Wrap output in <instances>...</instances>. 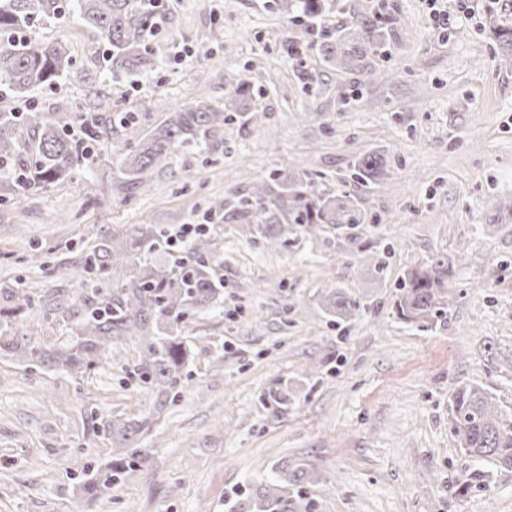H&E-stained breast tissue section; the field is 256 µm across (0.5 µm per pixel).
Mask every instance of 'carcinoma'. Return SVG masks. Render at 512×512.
Returning <instances> with one entry per match:
<instances>
[{
  "label": "carcinoma",
  "mask_w": 512,
  "mask_h": 512,
  "mask_svg": "<svg viewBox=\"0 0 512 512\" xmlns=\"http://www.w3.org/2000/svg\"><path fill=\"white\" fill-rule=\"evenodd\" d=\"M304 37L316 36L336 65L373 80L377 69L372 56L383 48L384 32L376 24L357 23L336 31L325 27L330 0H288ZM76 10L108 47L111 65L137 71L146 65L142 54L157 13L155 0H0V86L14 97L37 86H51L73 66L70 51L59 43L40 44L23 36L38 21L59 19ZM254 119L246 104L234 112L199 101L171 112L128 154L121 167L125 190L149 187L154 169L168 163L173 152L190 143H208L224 135V124L235 116ZM66 117L46 118L32 109L0 112V161L12 175L17 191L28 192L63 183L71 178L80 154V144L68 131ZM35 136L33 150L22 148L24 131ZM389 154L367 152L354 158L352 177L361 185L381 183L388 175ZM239 232L260 240L266 249L288 245L299 233L310 237H345L354 248L360 244L368 216L350 193H329L320 181L305 171L277 169L241 196L228 213ZM168 247L151 224H135L101 239L85 257L82 280L92 284L112 282V291L92 298L80 293L74 301L84 305L78 336L67 344L34 341L17 336L12 325L24 310H33L34 288H0V349L18 360L47 368H65L82 374L94 368L110 352L112 341L124 336L141 337L144 359L140 378L153 387L161 404L171 399L190 364L194 346L175 334V325L188 313L218 304L224 282L216 276L200 247H190L177 263L153 264L144 251ZM455 276V262L439 254L407 269L397 285L393 308L406 324L429 328L433 319L448 309V285ZM321 305L328 316L346 322L357 315L361 301L344 288L323 294ZM264 400L277 411L288 409V388L270 386ZM453 435L465 455L487 458L512 471V413L495 406L490 393L478 385H463L452 395ZM147 419L110 417L100 432L112 441V460L82 483L85 493L95 495L147 462L144 449L135 440ZM272 478L254 481L234 494L230 512H310L305 485L314 482V472L303 462L278 461ZM487 475L466 472L458 481V494L484 486Z\"/></svg>",
  "instance_id": "cac0c4a2"
}]
</instances>
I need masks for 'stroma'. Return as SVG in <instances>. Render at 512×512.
<instances>
[{"mask_svg": "<svg viewBox=\"0 0 512 512\" xmlns=\"http://www.w3.org/2000/svg\"><path fill=\"white\" fill-rule=\"evenodd\" d=\"M473 6L441 33L426 0H336L333 25L377 18L384 28L370 82L301 42L284 0H162L150 61L136 72L110 66L78 13L33 26L30 39L65 44L74 68L0 103L87 115L99 135L66 182L20 199L0 174L1 287L69 299L113 227L203 223L213 200L235 201L283 166L358 195L375 222L368 249L352 253L320 237L270 251L214 220L205 251L224 302L178 322L193 361L165 405L139 377L135 336L76 376L0 354V512H224L282 459L313 468L312 512H512V472L465 456L449 410L467 383L512 412V224L493 221L512 202V66L493 36L512 27V0ZM242 81L257 120L175 150L146 192L115 190L125 155L168 113L200 101L232 108ZM382 148L392 154L382 184L354 183L352 160ZM440 252L456 267L446 315L429 330L402 323V273ZM335 287L362 300L351 321L319 306ZM79 321L38 308L13 332L65 342ZM276 381L291 398L282 413L262 400ZM112 415L148 418L138 445L150 458L95 498L81 482L112 458L96 431ZM472 470L488 484L458 496V477Z\"/></svg>", "mask_w": 512, "mask_h": 512, "instance_id": "35a3bbf8", "label": "stroma"}]
</instances>
